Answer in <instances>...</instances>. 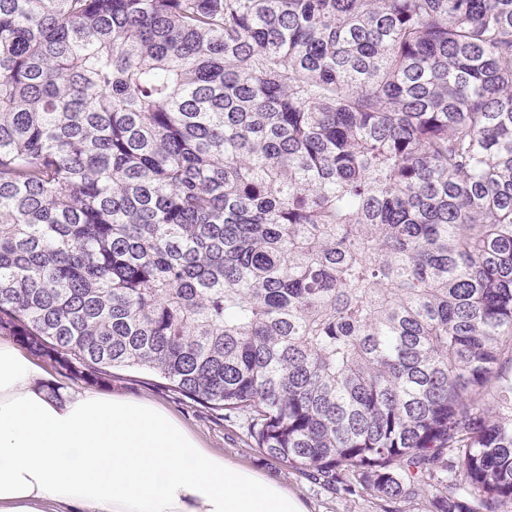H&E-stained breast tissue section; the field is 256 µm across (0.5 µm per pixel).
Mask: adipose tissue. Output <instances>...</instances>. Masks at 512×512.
Here are the masks:
<instances>
[{
	"instance_id": "obj_1",
	"label": "adipose tissue",
	"mask_w": 512,
	"mask_h": 512,
	"mask_svg": "<svg viewBox=\"0 0 512 512\" xmlns=\"http://www.w3.org/2000/svg\"><path fill=\"white\" fill-rule=\"evenodd\" d=\"M46 379L0 341V512H307L161 406L90 391L56 398Z\"/></svg>"
}]
</instances>
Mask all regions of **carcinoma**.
Here are the masks:
<instances>
[{
  "label": "carcinoma",
  "instance_id": "cac0c4a2",
  "mask_svg": "<svg viewBox=\"0 0 512 512\" xmlns=\"http://www.w3.org/2000/svg\"><path fill=\"white\" fill-rule=\"evenodd\" d=\"M0 335L512 512V0H0Z\"/></svg>",
  "mask_w": 512,
  "mask_h": 512
}]
</instances>
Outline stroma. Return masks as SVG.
<instances>
[{
    "label": "stroma",
    "instance_id": "35a3bbf8",
    "mask_svg": "<svg viewBox=\"0 0 512 512\" xmlns=\"http://www.w3.org/2000/svg\"><path fill=\"white\" fill-rule=\"evenodd\" d=\"M100 392L154 401L177 417L204 447L247 467L261 470L295 492L308 512H380L370 496L350 498L333 494L303 477L288 465L265 457L255 447L242 414L224 415L185 398L166 381L148 372L113 370Z\"/></svg>",
    "mask_w": 512,
    "mask_h": 512
}]
</instances>
